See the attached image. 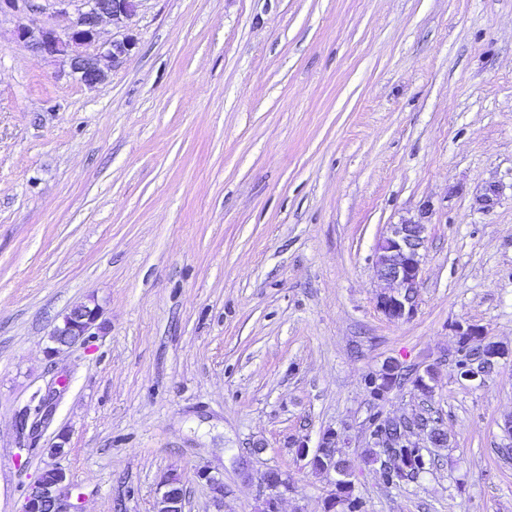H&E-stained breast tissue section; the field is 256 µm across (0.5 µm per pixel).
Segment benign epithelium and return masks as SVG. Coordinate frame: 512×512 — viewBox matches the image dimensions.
Instances as JSON below:
<instances>
[{"mask_svg":"<svg viewBox=\"0 0 512 512\" xmlns=\"http://www.w3.org/2000/svg\"><path fill=\"white\" fill-rule=\"evenodd\" d=\"M60 12L68 13L74 7L72 19L60 30L39 27L34 23H20L15 37L26 42L36 53L61 59L69 74L80 83L94 87L106 82L136 46V39L125 31L109 42H99V26L109 21L119 28H127L135 16L140 0H54ZM40 10L36 0H0V15H32ZM428 224L422 218L403 219L389 224L378 239L375 249L374 272L387 285L375 298V307L391 322L413 317L417 308L421 284L422 250L427 243ZM100 307L80 304L68 309L54 323L47 334L45 353L53 358L60 353L84 347L102 329L99 323ZM468 346L456 345L455 368L467 380L487 376L500 356L488 355V364L479 366L467 357ZM66 381L58 376L50 382L48 392L39 396L34 415L19 416L21 430H29L37 438L50 425L55 409L57 388H65ZM400 435L407 445L436 448L442 443L432 439L429 428L420 426V419L395 417L379 413L372 421L368 437L386 448L395 447L394 435ZM206 481L212 492L214 512H223L224 481L206 468L196 472ZM258 483L262 495L261 512H280V505L290 490L285 471L268 468L260 472ZM67 472L57 466L43 470L25 492L22 512H82L81 495L74 494ZM185 487L177 475L162 481L161 490L153 505V512H183Z\"/></svg>","mask_w":512,"mask_h":512,"instance_id":"1","label":"benign epithelium"}]
</instances>
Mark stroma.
Listing matches in <instances>:
<instances>
[{
  "mask_svg": "<svg viewBox=\"0 0 512 512\" xmlns=\"http://www.w3.org/2000/svg\"><path fill=\"white\" fill-rule=\"evenodd\" d=\"M0 17V512L59 458L83 512H324L328 478L292 441L365 448L366 375L434 369L435 466L366 512H512V0H141L137 45L87 87ZM499 191L486 207L488 185ZM429 206L414 316L376 309L375 246ZM95 302L106 329L48 359L53 323ZM505 350L486 385L453 370L455 323ZM50 426L18 411L52 376ZM56 386H59L61 389H64L66 386V381L62 376H57L50 382L48 386V392L46 391L43 395H39L36 393L34 398H38V407L36 409L35 414L33 415V420H31V415L28 413L20 414L19 416V426L24 433L27 429L28 424L30 422L29 427V436L31 439H35L41 435V433L50 425L53 412L55 409V397L57 392L60 393V390H56ZM287 472L280 468H268L260 472L258 483L262 495L261 512H281L280 505L290 490ZM161 488L154 501L153 512H183L186 491L182 479L177 475L167 476Z\"/></svg>",
  "mask_w": 512,
  "mask_h": 512,
  "instance_id": "1",
  "label": "stroma"
}]
</instances>
